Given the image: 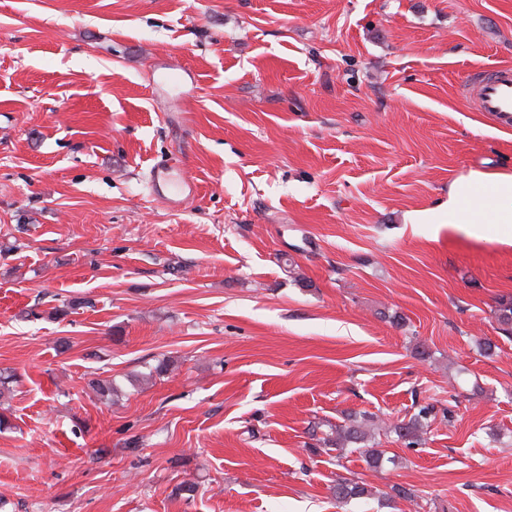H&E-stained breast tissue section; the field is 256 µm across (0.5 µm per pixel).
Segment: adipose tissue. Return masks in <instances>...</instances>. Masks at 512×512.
Instances as JSON below:
<instances>
[{
  "instance_id": "obj_1",
  "label": "adipose tissue",
  "mask_w": 512,
  "mask_h": 512,
  "mask_svg": "<svg viewBox=\"0 0 512 512\" xmlns=\"http://www.w3.org/2000/svg\"><path fill=\"white\" fill-rule=\"evenodd\" d=\"M444 218L497 234L512 227V174L470 172L452 183L447 202L415 213L413 221L437 224Z\"/></svg>"
}]
</instances>
